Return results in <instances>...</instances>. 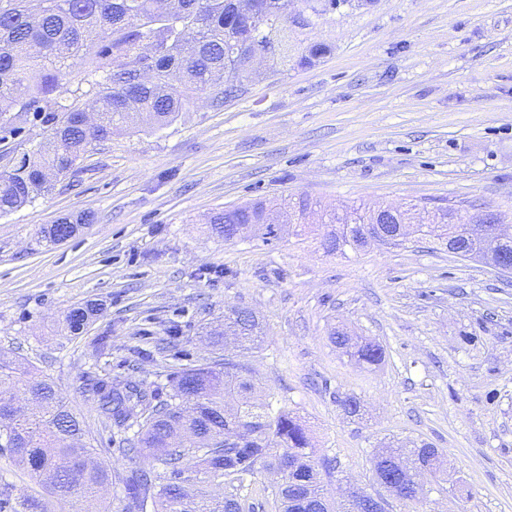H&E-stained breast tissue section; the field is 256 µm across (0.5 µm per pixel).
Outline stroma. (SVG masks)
<instances>
[{
  "mask_svg": "<svg viewBox=\"0 0 512 512\" xmlns=\"http://www.w3.org/2000/svg\"><path fill=\"white\" fill-rule=\"evenodd\" d=\"M284 71L223 103L206 93L160 130L96 143L53 192L0 217V351L53 379L112 466L105 491L127 512L121 453L130 429L101 419L87 377L167 384L178 364L223 358L201 329L251 310L258 348L233 350L257 399L305 422L333 468L329 498L377 491L374 451L388 441L439 448L453 488L424 487L390 512H512V276L428 237L328 255L322 225L273 244L224 243L214 212L304 194L328 209L356 202L472 201L512 212V0H345L292 37ZM330 48L305 62L307 44ZM50 132L0 140L11 171ZM94 214L67 242L36 232ZM102 314L77 336L68 309ZM379 342L375 368L331 342ZM365 413L347 417L339 396ZM99 305L93 301H87L85 304L70 308L63 316L61 321V332L69 336L80 335L90 321L98 315Z\"/></svg>",
  "mask_w": 512,
  "mask_h": 512,
  "instance_id": "35a3bbf8",
  "label": "stroma"
}]
</instances>
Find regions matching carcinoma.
Segmentation results:
<instances>
[{
    "instance_id": "carcinoma-1",
    "label": "carcinoma",
    "mask_w": 512,
    "mask_h": 512,
    "mask_svg": "<svg viewBox=\"0 0 512 512\" xmlns=\"http://www.w3.org/2000/svg\"><path fill=\"white\" fill-rule=\"evenodd\" d=\"M305 0V11L292 9L294 0H176L167 16L156 0H0V132L19 134L31 121L52 124L49 137L32 155L0 174V214L10 213L54 188L91 147L131 128H162L195 103L197 96L222 86L216 100L233 95L245 81L256 78L251 60L264 55L275 66H288L292 30L308 27L324 13V2ZM98 50H92L96 43ZM89 75L107 74L94 102L98 118L89 125L84 110L65 103L63 80L74 62ZM274 203L256 201L224 209L210 218L211 229L233 242L232 225L257 224L262 241L280 238L277 224L263 223ZM382 210L348 204L328 211L306 195L289 197L283 214L289 224H305L311 216L331 227L321 240L327 254L362 251L381 233L371 226ZM458 209L409 204L398 222L416 225V232L460 252L461 259L491 260L488 237L481 227L482 211L469 224H457ZM89 214L65 215L38 229L41 241L57 245L76 236ZM88 301L70 308L61 331L80 335L99 313ZM242 347L261 339L256 318L232 309L224 315V330L212 332L214 344L224 332ZM332 342L357 361L377 366L385 359L376 342H359L344 332ZM256 385L249 371L231 358L206 364L180 365L173 386L161 398L158 385L145 387L102 375L86 384L84 393L105 419L134 429L120 452L140 459L123 479L129 508L135 512H251L254 505L241 495L243 483L258 469L276 472L288 466V483L272 486L278 512H369L371 507L351 498L336 503L321 481L303 422L280 409L255 400ZM349 417L361 415L363 402L355 393L338 398ZM83 422L61 396L56 383L34 367H23L0 351V448L28 472L41 493L15 492L0 485V512H51L49 503L74 499L99 500L96 512H112V503L98 499L112 481L110 465L96 458L85 441ZM437 473L441 454L428 443L417 448L377 449L374 473L396 468L400 458ZM208 478L223 479L216 496L204 486Z\"/></svg>"
}]
</instances>
